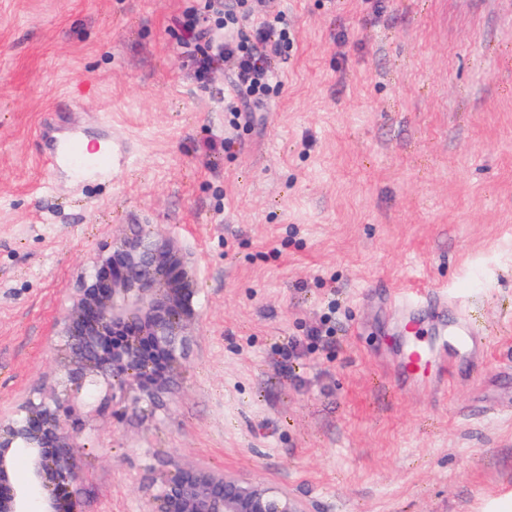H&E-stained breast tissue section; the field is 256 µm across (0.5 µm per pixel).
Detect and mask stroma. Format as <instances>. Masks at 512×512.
I'll return each mask as SVG.
<instances>
[{
  "mask_svg": "<svg viewBox=\"0 0 512 512\" xmlns=\"http://www.w3.org/2000/svg\"><path fill=\"white\" fill-rule=\"evenodd\" d=\"M187 5L0 0V414L58 384L68 297L141 234L191 258L201 317L161 405L86 417L80 512H143L174 460L310 512L512 496V0H270L294 41L238 117ZM72 137L116 172L52 165ZM460 312L480 353L408 372V318L436 353Z\"/></svg>",
  "mask_w": 512,
  "mask_h": 512,
  "instance_id": "obj_1",
  "label": "stroma"
}]
</instances>
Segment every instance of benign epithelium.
Here are the masks:
<instances>
[{"instance_id": "benign-epithelium-1", "label": "benign epithelium", "mask_w": 512, "mask_h": 512, "mask_svg": "<svg viewBox=\"0 0 512 512\" xmlns=\"http://www.w3.org/2000/svg\"><path fill=\"white\" fill-rule=\"evenodd\" d=\"M187 258L144 236L125 238L81 279L60 321L66 384L79 392L105 385L94 411L125 395L157 403L173 382L192 341L199 312ZM82 420L69 393L28 399L0 417V512H76L73 488L81 473L73 454ZM25 454L29 480L8 470ZM147 512H309L288 490L224 471L176 466L161 478Z\"/></svg>"}]
</instances>
